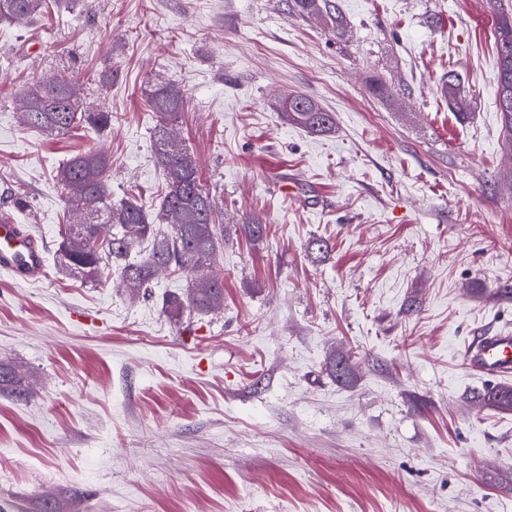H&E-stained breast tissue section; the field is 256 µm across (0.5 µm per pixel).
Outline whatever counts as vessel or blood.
I'll return each mask as SVG.
<instances>
[{"instance_id": "b4317fda", "label": "vessel or blood", "mask_w": 512, "mask_h": 512, "mask_svg": "<svg viewBox=\"0 0 512 512\" xmlns=\"http://www.w3.org/2000/svg\"><path fill=\"white\" fill-rule=\"evenodd\" d=\"M45 266L44 249L19 224L0 223V270L13 278L38 280ZM468 367L489 377L512 376V333L488 331L472 337L462 350Z\"/></svg>"}]
</instances>
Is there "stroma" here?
<instances>
[{"label":"stroma","mask_w":512,"mask_h":512,"mask_svg":"<svg viewBox=\"0 0 512 512\" xmlns=\"http://www.w3.org/2000/svg\"><path fill=\"white\" fill-rule=\"evenodd\" d=\"M336 2L341 38L287 0H48L0 23V210L23 189L15 221L45 248L40 282L0 271V363L31 387L0 392V512H512V411L478 401L492 382L459 356L512 331L493 11ZM451 72L465 120L440 93ZM57 74L111 113L107 133L20 122L16 91ZM158 74L187 91L177 127L224 212V308L179 320L181 273L144 300L55 266L73 154L106 151L113 199L158 204L141 96ZM291 93L334 130L288 123ZM275 108L286 120L312 133H329L335 127L334 118L313 98L304 94H290L277 101Z\"/></svg>","instance_id":"obj_1"}]
</instances>
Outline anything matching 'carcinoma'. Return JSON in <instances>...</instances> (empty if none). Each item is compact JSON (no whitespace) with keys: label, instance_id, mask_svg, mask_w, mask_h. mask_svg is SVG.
<instances>
[{"label":"carcinoma","instance_id":"cac0c4a2","mask_svg":"<svg viewBox=\"0 0 512 512\" xmlns=\"http://www.w3.org/2000/svg\"><path fill=\"white\" fill-rule=\"evenodd\" d=\"M46 0H0V21H32L45 10ZM495 49L498 60L496 101L502 128L512 140V105L504 108L503 82L512 89V41L502 37V26L512 21V5L493 0ZM302 16H322L336 37L345 35L346 19L332 0H293ZM442 96L448 107L465 118L472 104L461 78L443 82ZM141 95L156 123L150 141L154 161L163 170L165 190L155 212L148 213L133 196L112 201L111 157L103 152H81L60 166L56 181L67 206L66 224L59 229L57 265L88 282L117 275L135 295L153 288L155 280L169 271L190 279L187 293L171 295L166 308L174 318L185 310L209 313L224 307V281L214 274L216 254L224 245V213L201 183L196 161L172 130L188 104L179 83L154 77L141 87ZM24 124L47 136H60L76 126L87 125L98 133L112 126L108 112H93L80 95L77 82L62 79L28 86L22 97ZM275 108L286 120L312 133H329L335 127L331 113L313 98L290 94ZM0 387L22 397L27 394L24 376L0 365ZM489 405L512 410V386H499L481 395Z\"/></svg>","mask_w":512,"mask_h":512}]
</instances>
